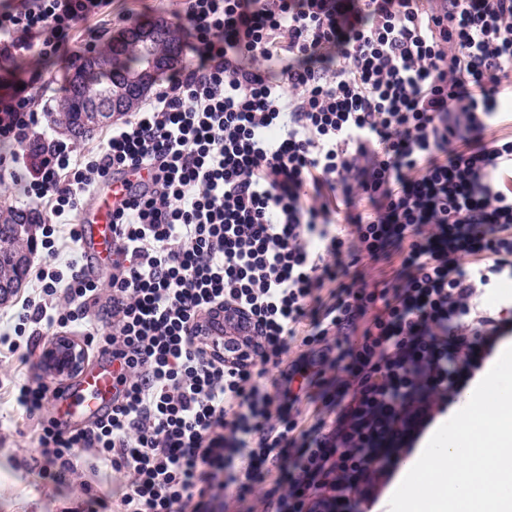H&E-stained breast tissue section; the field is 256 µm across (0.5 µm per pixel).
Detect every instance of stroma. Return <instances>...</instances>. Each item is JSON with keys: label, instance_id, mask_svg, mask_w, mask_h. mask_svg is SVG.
Returning a JSON list of instances; mask_svg holds the SVG:
<instances>
[{"label": "stroma", "instance_id": "35a3bbf8", "mask_svg": "<svg viewBox=\"0 0 512 512\" xmlns=\"http://www.w3.org/2000/svg\"><path fill=\"white\" fill-rule=\"evenodd\" d=\"M52 340V331H42L24 363L10 354L0 355V512H76L87 490H99L100 478L112 473L109 466L92 459L78 465L64 486L31 472L39 418L15 406L12 386L17 381L55 386L42 362Z\"/></svg>", "mask_w": 512, "mask_h": 512}]
</instances>
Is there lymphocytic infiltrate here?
Instances as JSON below:
<instances>
[{
    "instance_id": "1",
    "label": "lymphocytic infiltrate",
    "mask_w": 512,
    "mask_h": 512,
    "mask_svg": "<svg viewBox=\"0 0 512 512\" xmlns=\"http://www.w3.org/2000/svg\"><path fill=\"white\" fill-rule=\"evenodd\" d=\"M111 5L0 0V164L48 216L41 297L0 344L77 328L118 365L90 426L40 420V476L64 483L85 453L125 481L82 512H224L225 490L245 499L274 466L266 512H373L362 485L512 335L478 303L512 279V138L485 139L512 101V0H179L189 59L166 86L90 150L45 141L42 71L94 50ZM129 169L150 181L112 214L103 288L58 261L89 193ZM357 194L371 213L338 229L333 199ZM390 254L393 278L353 274L323 302L338 272ZM218 314L246 321L244 342L213 349Z\"/></svg>"
}]
</instances>
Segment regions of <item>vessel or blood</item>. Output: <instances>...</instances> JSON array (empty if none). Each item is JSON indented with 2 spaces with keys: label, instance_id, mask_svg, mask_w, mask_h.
<instances>
[{
  "label": "vessel or blood",
  "instance_id": "b4317fda",
  "mask_svg": "<svg viewBox=\"0 0 512 512\" xmlns=\"http://www.w3.org/2000/svg\"><path fill=\"white\" fill-rule=\"evenodd\" d=\"M145 172L127 171L110 180L87 198L80 219L81 243L90 265L105 269L112 263V212L128 199L132 185L145 180ZM114 373L111 363H103L84 372L81 379L56 394L53 408L59 419L76 414L96 418L112 406Z\"/></svg>",
  "mask_w": 512,
  "mask_h": 512
}]
</instances>
